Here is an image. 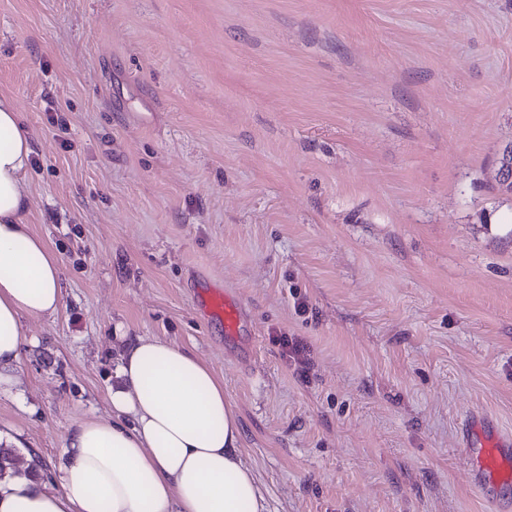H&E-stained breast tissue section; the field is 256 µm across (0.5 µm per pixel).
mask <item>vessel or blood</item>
<instances>
[{"instance_id": "1", "label": "vessel or blood", "mask_w": 512, "mask_h": 512, "mask_svg": "<svg viewBox=\"0 0 512 512\" xmlns=\"http://www.w3.org/2000/svg\"><path fill=\"white\" fill-rule=\"evenodd\" d=\"M203 308L224 323V334L238 336L243 328V309L229 293L209 290L203 298ZM464 455L474 480L489 499H497L500 491L512 488V448L499 437L467 440Z\"/></svg>"}]
</instances>
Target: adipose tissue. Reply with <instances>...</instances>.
<instances>
[{"label":"adipose tissue","instance_id":"adipose-tissue-1","mask_svg":"<svg viewBox=\"0 0 512 512\" xmlns=\"http://www.w3.org/2000/svg\"><path fill=\"white\" fill-rule=\"evenodd\" d=\"M32 154L13 99L0 95V386L12 383L22 317L63 305L60 262L29 226ZM116 375L111 420L69 433L59 489L25 473L5 476L0 512H268L224 385L197 356L139 336Z\"/></svg>","mask_w":512,"mask_h":512}]
</instances>
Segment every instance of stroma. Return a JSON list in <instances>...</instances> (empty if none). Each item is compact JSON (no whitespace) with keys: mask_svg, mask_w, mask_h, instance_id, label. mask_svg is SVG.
Instances as JSON below:
<instances>
[{"mask_svg":"<svg viewBox=\"0 0 512 512\" xmlns=\"http://www.w3.org/2000/svg\"><path fill=\"white\" fill-rule=\"evenodd\" d=\"M0 94L63 278L0 390L35 477L154 336L223 381L269 512H512L461 448L512 439V0H0ZM203 308L224 323V334L236 337L243 328V309L227 292L210 289L202 299Z\"/></svg>","mask_w":512,"mask_h":512,"instance_id":"obj_1","label":"stroma"}]
</instances>
